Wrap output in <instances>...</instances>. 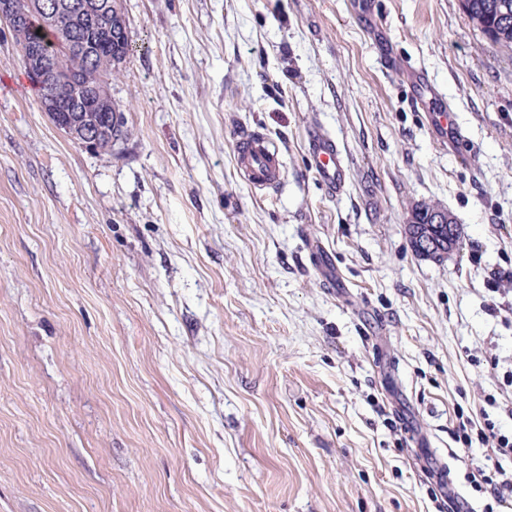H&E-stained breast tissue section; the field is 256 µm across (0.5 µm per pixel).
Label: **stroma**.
Returning <instances> with one entry per match:
<instances>
[{
  "mask_svg": "<svg viewBox=\"0 0 512 512\" xmlns=\"http://www.w3.org/2000/svg\"><path fill=\"white\" fill-rule=\"evenodd\" d=\"M117 4L109 152L52 123L0 22V512H435L429 459L512 512L450 435L460 407L512 434V284L487 287L512 271V52L459 0H372L377 39L355 0ZM313 125L347 153L341 195L306 164ZM237 129L279 148L278 191L240 177ZM424 203L460 227L441 261L407 237ZM416 102L426 112L429 131L433 140L440 147H449L461 154L460 145L464 142V136L460 127L457 126L453 113L437 111L432 105L443 102L444 95L440 88L433 83L425 74L414 68L407 69Z\"/></svg>",
  "mask_w": 512,
  "mask_h": 512,
  "instance_id": "obj_1",
  "label": "stroma"
}]
</instances>
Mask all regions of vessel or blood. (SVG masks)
<instances>
[{
  "label": "vessel or blood",
  "mask_w": 512,
  "mask_h": 512,
  "mask_svg": "<svg viewBox=\"0 0 512 512\" xmlns=\"http://www.w3.org/2000/svg\"><path fill=\"white\" fill-rule=\"evenodd\" d=\"M410 82L416 102L422 106L434 141L442 147L459 149L464 141L452 112L437 111L443 102L440 88L417 69H409ZM234 156L241 176L254 187L268 190L277 188L284 178V166L279 152L271 150L266 138L252 132L233 135ZM309 169L328 192L341 193L345 187L349 167L348 157L340 142L319 128L307 131Z\"/></svg>",
  "instance_id": "vessel-or-blood-1"
}]
</instances>
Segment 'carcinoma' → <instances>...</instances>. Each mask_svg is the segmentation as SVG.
Listing matches in <instances>:
<instances>
[{"label": "carcinoma", "mask_w": 512, "mask_h": 512, "mask_svg": "<svg viewBox=\"0 0 512 512\" xmlns=\"http://www.w3.org/2000/svg\"><path fill=\"white\" fill-rule=\"evenodd\" d=\"M88 4L85 17L61 29L40 27L37 19H24L13 37L23 36L38 45L48 66L73 73L77 83H55L52 95L57 101L78 106L79 101L96 92L101 83L112 78L126 63L132 51L124 14L116 0H82ZM463 13L472 26L492 45L512 50V0H462ZM112 120L100 123L103 131L89 149L110 151L112 144L126 136L123 113L110 110ZM439 209L421 204L412 209L408 232L415 224Z\"/></svg>", "instance_id": "carcinoma-1"}]
</instances>
